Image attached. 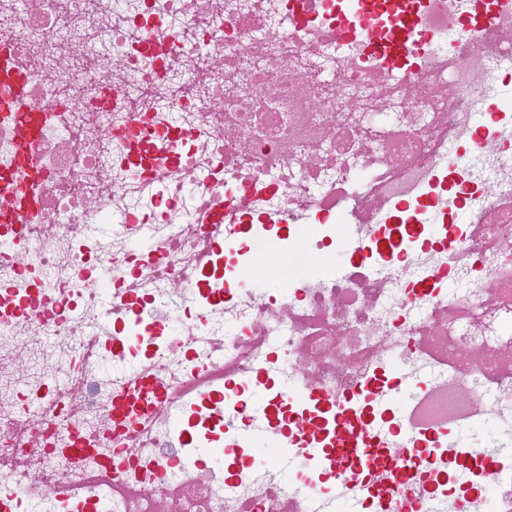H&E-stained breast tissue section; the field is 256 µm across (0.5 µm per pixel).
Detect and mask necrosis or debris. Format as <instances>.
I'll use <instances>...</instances> for the list:
<instances>
[{
	"label": "necrosis or debris",
	"instance_id": "1",
	"mask_svg": "<svg viewBox=\"0 0 512 512\" xmlns=\"http://www.w3.org/2000/svg\"><path fill=\"white\" fill-rule=\"evenodd\" d=\"M473 10L430 0L426 42L385 70L388 29L341 40L322 0H0L46 114L35 215L0 247V293L25 306L0 318V512H512V113L473 125L512 72V0L489 25ZM222 200L255 229L220 268ZM401 203L419 231L395 233ZM260 214L288 223L272 237ZM343 234L376 257L332 271ZM258 254L278 287H251ZM267 369L268 401L304 412L379 384L369 473L270 464L299 443L277 425L186 462L173 419ZM150 379L157 404L117 407ZM487 422L480 451L454 444ZM409 429L422 488L383 476Z\"/></svg>",
	"mask_w": 512,
	"mask_h": 512
}]
</instances>
